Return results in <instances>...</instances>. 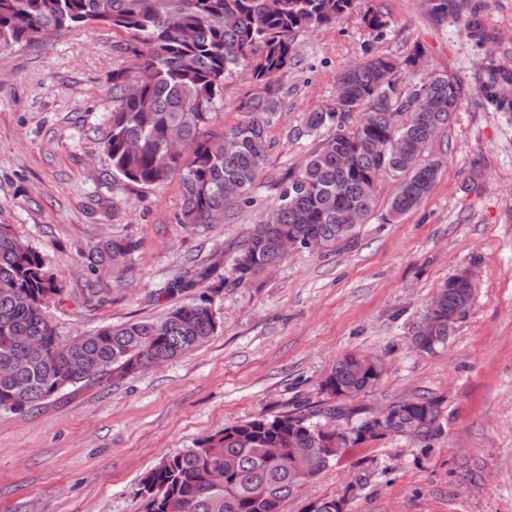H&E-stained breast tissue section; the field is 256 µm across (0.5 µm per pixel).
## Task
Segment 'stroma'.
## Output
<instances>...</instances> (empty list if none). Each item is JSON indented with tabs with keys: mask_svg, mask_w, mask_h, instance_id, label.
<instances>
[{
	"mask_svg": "<svg viewBox=\"0 0 512 512\" xmlns=\"http://www.w3.org/2000/svg\"><path fill=\"white\" fill-rule=\"evenodd\" d=\"M358 8L298 36L253 202L202 233L174 222L178 180L145 190L112 179L101 139L112 77L134 65L124 33L0 48V225L47 256L61 288L49 314L67 338L161 317L184 267L213 265L210 282L221 284L253 224L278 205L288 168L316 145L300 132L303 113L333 104L337 73L366 47L401 58L421 46L423 67L401 71L402 88L438 73L463 85L447 130L425 150L442 167L418 208L372 219L336 252L295 249L264 275L222 285L218 330L197 350L133 378L67 388L24 415L0 412V512H143L141 480L163 457L240 421L322 407L320 384L349 351L381 365L354 408L372 416L423 395L439 402L442 430L426 450L396 434L349 449L283 512L343 496L352 512H512V112L478 104L486 54L512 69V0H448L439 20L428 0ZM369 8L389 22L383 38L360 21ZM474 9L497 35L485 48L468 35ZM253 91L244 75L228 76L211 130L236 125ZM112 237L136 242L133 268L127 285L97 294L78 253ZM467 267L478 273L468 315L445 347L413 350L437 285Z\"/></svg>",
	"mask_w": 512,
	"mask_h": 512,
	"instance_id": "obj_1",
	"label": "stroma"
}]
</instances>
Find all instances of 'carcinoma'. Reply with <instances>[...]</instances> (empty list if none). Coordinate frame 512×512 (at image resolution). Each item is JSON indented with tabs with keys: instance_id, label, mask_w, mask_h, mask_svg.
Here are the masks:
<instances>
[{
	"instance_id": "carcinoma-1",
	"label": "carcinoma",
	"mask_w": 512,
	"mask_h": 512,
	"mask_svg": "<svg viewBox=\"0 0 512 512\" xmlns=\"http://www.w3.org/2000/svg\"><path fill=\"white\" fill-rule=\"evenodd\" d=\"M357 0H0V48L46 39L60 31L90 26L125 32L139 75L112 78V112L101 147L112 180L142 189L176 178L182 204L176 223L203 232L224 223L232 205L250 202L270 142L268 128L280 109L270 83L288 72L297 54V36L341 22ZM361 23L380 34L385 16L370 8ZM468 28L476 44L490 39L478 12ZM422 51L414 47L398 60L366 50L336 75L344 98L326 109L303 115L301 133L318 139L316 148L288 170L279 188V204L254 225L233 258L232 277L242 284L285 259L277 238H295L302 247L331 253L350 242L359 226L376 214L377 185L396 181L381 220L390 223L415 209L436 183L440 161L422 159L419 148L448 127L459 108L461 84L446 74L429 77L408 90L399 87L402 69L417 70ZM247 74L258 92L246 98L245 118L222 133L207 132L224 99V79L235 70ZM480 105L503 110L502 80L512 72L488 54ZM359 115L351 123L353 114ZM237 147L224 152V136ZM411 146L382 154L386 142ZM239 190L229 195L225 187ZM133 241L117 237L92 245L84 254L90 275H112L119 283L130 270ZM214 267L192 265L167 284L173 300L157 319L104 325L76 352L68 349L48 318L50 300L61 292L45 255L0 225V412L24 414L84 382L82 367L101 360L112 373L100 385L139 373L153 362L164 364L207 344L218 321L212 311ZM474 293L443 281L429 306L436 307V339L411 337L420 352L448 342V313L470 307ZM35 336L44 351L27 355L24 340ZM378 365L357 353L343 355L321 384L329 397L350 399L371 388ZM387 432L416 431L427 445L441 432V411L430 398L418 397L386 408ZM346 404H330L314 413L259 417L227 426L174 455L163 458L142 479L145 512H281L283 504L308 481L336 462V430L317 420L350 419ZM375 417H361L342 432L341 446L367 439ZM313 449L304 459L291 454L298 442Z\"/></svg>"
}]
</instances>
